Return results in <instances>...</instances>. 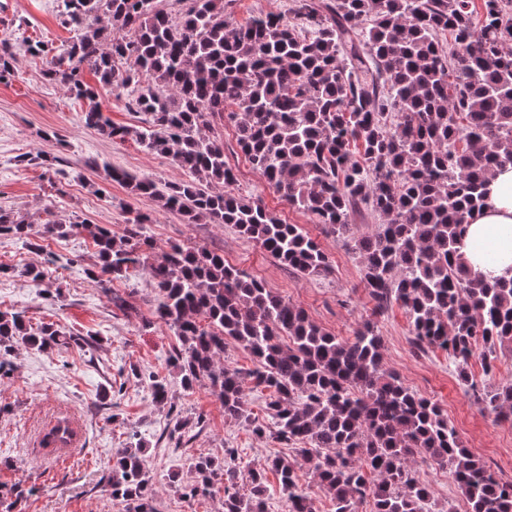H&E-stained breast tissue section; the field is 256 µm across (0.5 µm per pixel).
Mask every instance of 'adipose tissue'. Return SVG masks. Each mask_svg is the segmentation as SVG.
Masks as SVG:
<instances>
[{"label": "adipose tissue", "instance_id": "adipose-tissue-1", "mask_svg": "<svg viewBox=\"0 0 512 512\" xmlns=\"http://www.w3.org/2000/svg\"><path fill=\"white\" fill-rule=\"evenodd\" d=\"M461 252L472 274L512 276V166L489 178L484 203L469 220Z\"/></svg>", "mask_w": 512, "mask_h": 512}]
</instances>
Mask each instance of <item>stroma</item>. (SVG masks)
<instances>
[{
	"label": "stroma",
	"mask_w": 512,
	"mask_h": 512,
	"mask_svg": "<svg viewBox=\"0 0 512 512\" xmlns=\"http://www.w3.org/2000/svg\"><path fill=\"white\" fill-rule=\"evenodd\" d=\"M71 37L55 0H0V39L9 40L15 55L13 76L0 82V209L25 219L33 241L28 247L0 236V310L25 311L32 324L52 323L64 334L87 340L81 348L60 345L47 351L17 345L11 371L0 377V455L10 460L9 467L0 469V482L30 490L24 512H126L125 502L112 498L101 479L109 473L113 454L137 440L145 445L156 512H222V494L188 498L183 491L196 480L190 457L202 454L220 460L229 448L236 449L244 472L277 456L287 459L298 468L318 512H334L330 495L317 485L294 448L225 419L207 385L182 387L171 360L179 341L153 315L156 293L147 272L112 282V289L136 308L132 315H124L87 274L96 258L86 229L74 230L64 239L41 236L42 224L51 218L108 224L119 236L136 214L145 213L151 218L148 233L154 253L172 242L221 253L226 264L260 280L340 337L351 336L364 320H373L382 338L385 366L440 405L466 448L490 466L512 470V422L481 409L458 382L446 352L412 348L409 320L399 304L373 315L358 253L280 198L246 161L231 125L219 124L215 130L236 176L233 192L275 212L284 223L301 225L328 254L331 273L293 274L234 227L185 223L153 198L131 194L108 180L110 167L159 184L184 181L188 175L171 159L135 141L112 142L84 126L86 102L45 79L46 57L27 50L35 40L58 47ZM30 266L43 268L47 282L59 286V293L45 294L30 282L24 274ZM151 372L168 382L167 406H159L150 396ZM107 390L113 393L108 405L102 402ZM58 411L78 422L81 443L68 460L53 462L36 452L33 435ZM179 417H200L204 423L186 440L172 434ZM414 470L431 487L438 512H465L461 491L448 470L422 460Z\"/></svg>",
	"instance_id": "35a3bbf8"
}]
</instances>
